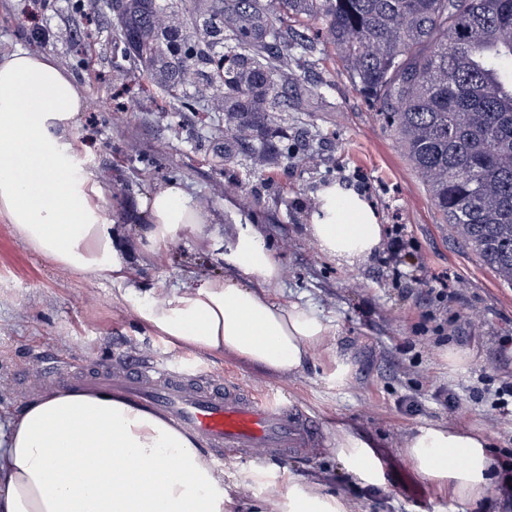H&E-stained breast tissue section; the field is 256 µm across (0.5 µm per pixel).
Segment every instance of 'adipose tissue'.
I'll use <instances>...</instances> for the list:
<instances>
[{"instance_id":"adipose-tissue-1","label":"adipose tissue","mask_w":512,"mask_h":512,"mask_svg":"<svg viewBox=\"0 0 512 512\" xmlns=\"http://www.w3.org/2000/svg\"><path fill=\"white\" fill-rule=\"evenodd\" d=\"M85 109L83 90L53 56L0 54V222L70 273L122 285L140 324L170 344L264 376H301L336 330L312 306L271 298L282 268L263 225L238 222L229 204L215 222L178 182L115 215L106 184L79 165L90 149L79 133ZM188 227L219 242L224 277L193 272L149 297L133 281L130 237L156 255ZM310 229L324 255L351 265L383 244L373 207L334 184L320 190ZM333 442L347 472L383 484L375 442L360 428L337 421ZM489 446L482 433L444 422L417 426L402 442L415 472L463 503L501 483ZM448 454L454 464L443 463ZM250 479L265 496L243 494L195 436L116 393L52 389L0 419V512H350L322 476L279 477L258 466Z\"/></svg>"}]
</instances>
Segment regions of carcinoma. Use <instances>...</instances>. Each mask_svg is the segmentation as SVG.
<instances>
[{"instance_id":"cac0c4a2","label":"carcinoma","mask_w":512,"mask_h":512,"mask_svg":"<svg viewBox=\"0 0 512 512\" xmlns=\"http://www.w3.org/2000/svg\"><path fill=\"white\" fill-rule=\"evenodd\" d=\"M188 2L122 0L119 41L154 83L216 101L224 136L275 164L271 127L300 109L296 68L326 40L451 235L512 286V0H198L189 23Z\"/></svg>"}]
</instances>
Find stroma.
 <instances>
[{
    "label": "stroma",
    "mask_w": 512,
    "mask_h": 512,
    "mask_svg": "<svg viewBox=\"0 0 512 512\" xmlns=\"http://www.w3.org/2000/svg\"><path fill=\"white\" fill-rule=\"evenodd\" d=\"M76 2L0 0V52L21 47L52 55L93 101L79 122L94 144L81 165L106 181L117 207L174 179L205 211L222 213L232 201L242 223L264 225L282 265L272 299L315 306L336 328L335 349L318 352L301 377L284 381L172 347L139 325L110 279L70 274L0 223V416L41 394L44 370L62 359L77 366L118 361L131 370L166 362L202 370L218 384L231 379L257 393L277 391L308 411L321 452L272 465L281 474L330 476L352 512H512V501L494 489L476 503L450 507L399 453L412 427L443 421L481 431L493 451H512V418L496 429L487 423L495 390L512 383V286L450 238L394 132L353 87L337 53L325 48L318 66L301 75L310 96L288 115L289 158L259 167L225 151L216 133L224 115L210 102L182 108L117 50V17L107 0L92 13L78 11ZM118 74L123 83L115 82ZM120 100L133 102L132 111H117ZM334 183L373 206L387 237L403 236L401 258L383 249L351 267L320 251L307 224L318 191ZM192 271L220 276L224 265L188 228L159 257L143 258L135 278L142 288H168ZM433 277L460 285L461 295L439 298ZM453 347L469 358L452 373ZM337 357L348 365L341 384L332 376ZM442 389L456 396V407L437 401ZM340 419L379 443L383 485L347 476L333 444Z\"/></svg>",
    "instance_id": "stroma-1"
}]
</instances>
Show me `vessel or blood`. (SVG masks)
<instances>
[{
    "label": "vessel or blood",
    "instance_id": "1",
    "mask_svg": "<svg viewBox=\"0 0 512 512\" xmlns=\"http://www.w3.org/2000/svg\"><path fill=\"white\" fill-rule=\"evenodd\" d=\"M50 382L82 391L110 390L143 401L171 425L204 440L216 455L261 453L282 460L316 454L321 444L312 418L276 394L258 395L236 382L216 386L204 374L162 363L136 375L123 366L60 368Z\"/></svg>",
    "mask_w": 512,
    "mask_h": 512
}]
</instances>
